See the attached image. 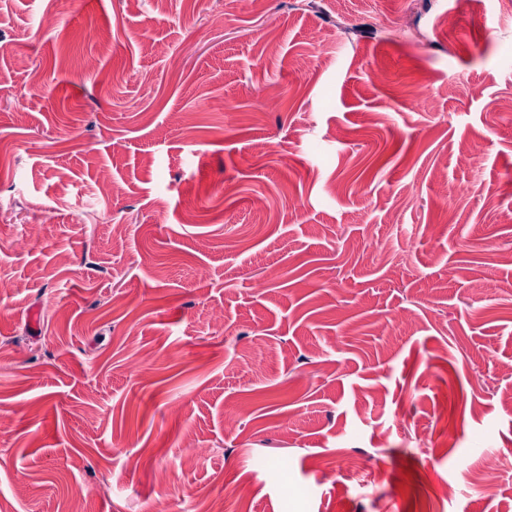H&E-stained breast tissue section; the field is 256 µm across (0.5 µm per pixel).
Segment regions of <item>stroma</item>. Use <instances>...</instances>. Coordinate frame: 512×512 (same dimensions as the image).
I'll return each instance as SVG.
<instances>
[{
    "label": "stroma",
    "instance_id": "35a3bbf8",
    "mask_svg": "<svg viewBox=\"0 0 512 512\" xmlns=\"http://www.w3.org/2000/svg\"><path fill=\"white\" fill-rule=\"evenodd\" d=\"M217 494L512 512L501 0H0V512ZM499 467V458L488 459L477 473L473 486L482 494L491 495L494 491L495 478Z\"/></svg>",
    "mask_w": 512,
    "mask_h": 512
}]
</instances>
